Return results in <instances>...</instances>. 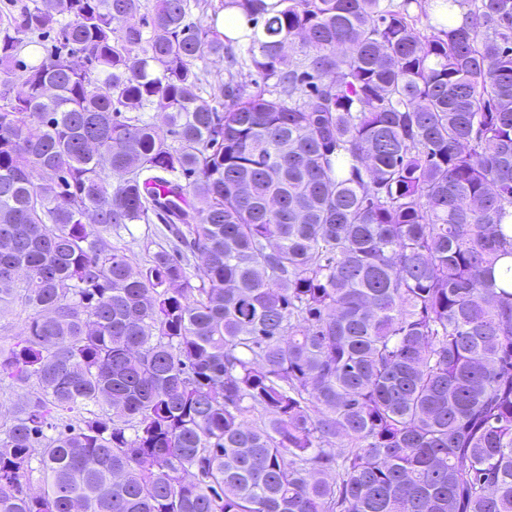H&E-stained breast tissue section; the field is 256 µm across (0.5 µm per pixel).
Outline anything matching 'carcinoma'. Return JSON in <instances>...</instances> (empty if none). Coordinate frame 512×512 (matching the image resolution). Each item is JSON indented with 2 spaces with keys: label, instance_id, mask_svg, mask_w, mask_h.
Returning a JSON list of instances; mask_svg holds the SVG:
<instances>
[{
  "label": "carcinoma",
  "instance_id": "obj_1",
  "mask_svg": "<svg viewBox=\"0 0 512 512\" xmlns=\"http://www.w3.org/2000/svg\"><path fill=\"white\" fill-rule=\"evenodd\" d=\"M194 6L0 10V512H512V0ZM221 0H209L208 6H207V18L204 19L205 21L209 22L211 15H214V11L217 13L222 12L223 13L218 14L216 17V28L228 35L231 38H237L240 35H242L245 32L252 33L253 32V22L246 14L241 12L240 10L231 7L227 9H218L221 2ZM231 26H233L232 29H229ZM148 224H129L127 228L112 231V244L123 248L134 263L143 264L147 259L145 251Z\"/></svg>",
  "mask_w": 512,
  "mask_h": 512
}]
</instances>
